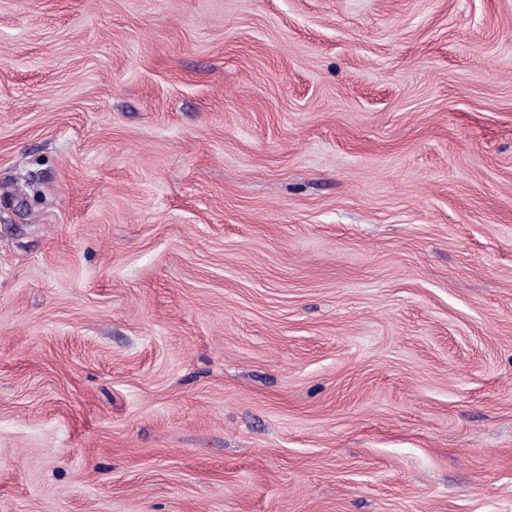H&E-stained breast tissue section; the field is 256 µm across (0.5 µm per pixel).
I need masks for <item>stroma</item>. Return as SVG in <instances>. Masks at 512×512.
<instances>
[{"instance_id":"1","label":"stroma","mask_w":512,"mask_h":512,"mask_svg":"<svg viewBox=\"0 0 512 512\" xmlns=\"http://www.w3.org/2000/svg\"><path fill=\"white\" fill-rule=\"evenodd\" d=\"M0 512H512V0H0Z\"/></svg>"}]
</instances>
